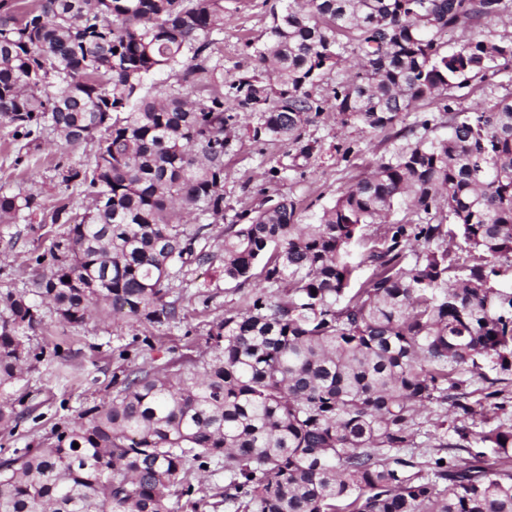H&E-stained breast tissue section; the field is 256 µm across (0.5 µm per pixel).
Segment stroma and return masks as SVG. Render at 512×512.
<instances>
[{"instance_id": "1", "label": "stroma", "mask_w": 512, "mask_h": 512, "mask_svg": "<svg viewBox=\"0 0 512 512\" xmlns=\"http://www.w3.org/2000/svg\"><path fill=\"white\" fill-rule=\"evenodd\" d=\"M288 0H224V19L217 34L215 56L224 77L259 68L255 50L267 39L272 13L284 10ZM512 94V71L485 80H471L456 90L455 107L471 110L493 98ZM430 118L427 137L448 131V116L433 104L418 102L413 111L402 114L404 135L394 131L371 132L362 125H341L327 112L307 125L305 139L314 146L302 156L290 144L266 136L254 137L261 123L258 113H239L229 131L224 156V214L205 216L203 243L215 254L211 267L188 265L175 282L172 295L177 306L175 324L152 328L127 325L113 328L101 322L83 326L57 323L45 317L31 333L32 345L48 353V361L24 373L12 393L20 417L16 429L0 428V458L49 437L61 422L73 421L83 410L100 404L112 394V375L127 368L156 371L165 366L190 367L208 357L207 332L225 312L243 310L250 297L267 290L261 279L240 285L225 280L220 258L224 232L238 223L241 212L254 209L267 197L292 199L302 223L313 222L323 207L369 170L377 161L390 157L411 142L412 127ZM93 145L75 152L62 149L51 131H44L39 143L24 145L14 140L10 128L0 126V191L38 193L45 208L67 199L74 212H84L88 199L83 189L60 184L55 167L59 164H91ZM67 230L63 224H45L33 217L25 224L0 226V289H25L35 275L34 257L47 253L53 240ZM63 358L52 359L54 348ZM190 481L201 487L207 506L192 499L171 497V512H226L222 493L229 480L220 466L192 470Z\"/></svg>"}]
</instances>
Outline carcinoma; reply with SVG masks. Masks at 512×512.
<instances>
[{
  "instance_id": "cac0c4a2",
  "label": "carcinoma",
  "mask_w": 512,
  "mask_h": 512,
  "mask_svg": "<svg viewBox=\"0 0 512 512\" xmlns=\"http://www.w3.org/2000/svg\"><path fill=\"white\" fill-rule=\"evenodd\" d=\"M223 16L224 0H0V124L95 147L92 164L55 167L89 191L88 211L58 203L50 223L68 230L49 263L35 257L30 289L0 291L1 428L18 423L11 389L42 360L26 342L42 307L70 326L176 320L174 281L213 261L187 217L224 215L226 101L261 113L254 137L305 155L303 129L323 112L375 132L428 100L448 133L380 160L310 224L285 198L241 213L224 278L281 293L214 323L210 359L115 374L108 401L1 459L0 512H169L170 496L195 492L190 469L214 463L234 512H512V422L481 411L512 408V282L499 281L512 273V95L450 105L512 64V36L484 34L512 19V0H288L257 52L275 79L242 74L194 99L189 88L217 79ZM454 29L479 35L449 52ZM352 58L331 105L311 96ZM159 71L177 87L144 92ZM396 207L411 218L388 222ZM40 209L33 192L0 193L1 225ZM433 403L452 420L426 435L449 453L421 463L404 450Z\"/></svg>"
}]
</instances>
